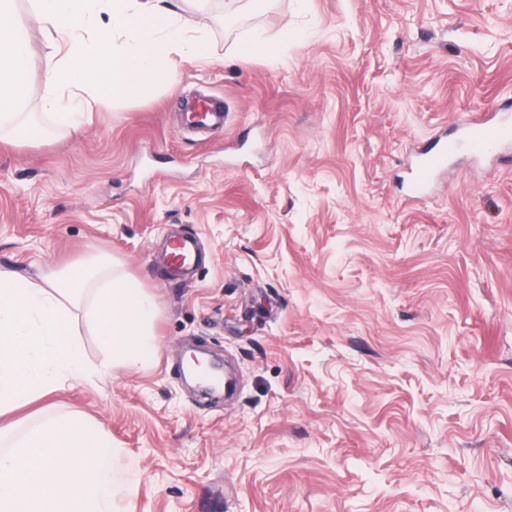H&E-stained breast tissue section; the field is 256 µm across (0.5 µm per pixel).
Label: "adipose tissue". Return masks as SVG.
Here are the masks:
<instances>
[{
	"label": "adipose tissue",
	"mask_w": 512,
	"mask_h": 512,
	"mask_svg": "<svg viewBox=\"0 0 512 512\" xmlns=\"http://www.w3.org/2000/svg\"><path fill=\"white\" fill-rule=\"evenodd\" d=\"M16 0H0V141L39 135L19 105L31 91L29 30ZM41 31L57 47L41 102L77 130L102 87L115 101L141 98L174 83L170 53L198 60L209 44L190 32L165 0H29ZM72 265L40 281L0 270V416L43 400L85 379L88 367L73 328L74 310L92 293V316L113 364L132 368L151 353L153 299L132 279ZM92 449V469L83 449ZM122 490L104 434L74 415L45 417L0 449V512H112Z\"/></svg>",
	"instance_id": "adipose-tissue-1"
}]
</instances>
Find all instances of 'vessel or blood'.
<instances>
[{
    "label": "vessel or blood",
    "instance_id": "vessel-or-blood-1",
    "mask_svg": "<svg viewBox=\"0 0 512 512\" xmlns=\"http://www.w3.org/2000/svg\"><path fill=\"white\" fill-rule=\"evenodd\" d=\"M187 120L196 126L223 122L224 108L220 98L206 96L188 110ZM512 141V123L497 121L483 115L462 120L455 136L447 139L436 150H422L410 166V191L420 194L434 177L448 167V159L458 150H467L475 156L494 152L500 145Z\"/></svg>",
    "mask_w": 512,
    "mask_h": 512
}]
</instances>
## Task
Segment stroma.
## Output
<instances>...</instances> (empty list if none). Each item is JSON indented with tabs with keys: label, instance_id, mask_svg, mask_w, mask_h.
I'll return each mask as SVG.
<instances>
[{
	"label": "stroma",
	"instance_id": "stroma-1",
	"mask_svg": "<svg viewBox=\"0 0 512 512\" xmlns=\"http://www.w3.org/2000/svg\"><path fill=\"white\" fill-rule=\"evenodd\" d=\"M181 0L211 57L98 98L71 132L0 143V267L103 255L154 299L155 353L40 406L101 428L115 512H512V162L459 153L419 200L407 165L512 99V0ZM259 54L243 53L251 39ZM224 124L184 130L195 91ZM196 238L188 277L169 235ZM238 384L205 395L189 356Z\"/></svg>",
	"mask_w": 512,
	"mask_h": 512
}]
</instances>
